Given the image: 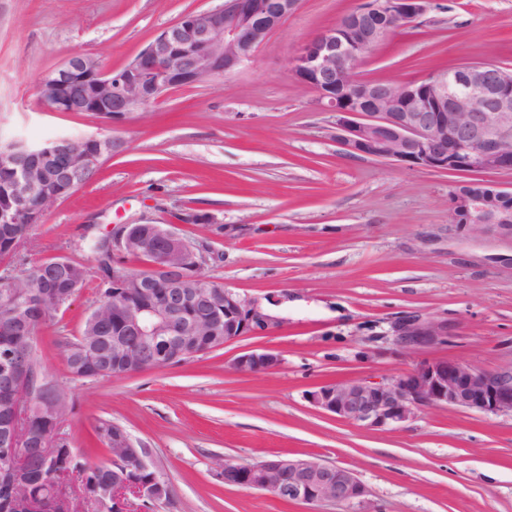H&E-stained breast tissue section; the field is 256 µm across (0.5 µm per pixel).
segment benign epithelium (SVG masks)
Segmentation results:
<instances>
[{
  "instance_id": "7a95c632",
  "label": "benign epithelium",
  "mask_w": 512,
  "mask_h": 512,
  "mask_svg": "<svg viewBox=\"0 0 512 512\" xmlns=\"http://www.w3.org/2000/svg\"><path fill=\"white\" fill-rule=\"evenodd\" d=\"M434 5V0H363L349 18L309 39L293 58V72L317 94L321 111L333 116L336 141L352 155L433 171L473 170L512 172V76L494 63H466L451 73L436 72L419 82L377 87L354 74L351 66L384 39L395 19L411 24ZM298 0H224L217 8L190 12L162 30L133 60L115 69L87 53H78L49 72L42 81L51 112L92 113L111 123L153 107L170 90L218 81L247 61L283 25ZM93 146L72 150L75 143ZM48 151L20 140H0V166L14 174L13 202L0 207L1 224H18L30 215L35 200L41 212L60 201L51 183H74V177L98 173L109 154L123 152L124 143L101 135L63 136ZM512 190L493 183L479 190L452 194L448 218L472 235L491 232L512 241V206L503 205ZM143 243L131 224H115L106 236L112 255ZM155 261L149 270L166 280L165 294L150 288L152 280L127 275L122 263L112 264V287L138 288L141 299L124 314V332L112 338V357L135 348L148 352L160 340L183 355L186 333L205 335L224 331V343L265 330L277 317L254 299L224 288V314L212 312L209 290L215 284L199 271L209 257L171 229L151 243ZM198 312L182 318L185 305ZM402 349L446 343L448 322L412 315L393 327ZM280 364L271 352H248L235 358L241 374L267 372ZM66 392L44 381L31 391L27 361L8 354L0 359V454L13 484L23 483L27 431L20 419L34 411L51 412L62 405ZM316 409L372 430L397 427L429 407L465 409L512 415V364L482 370L456 359L425 362L414 371L378 382L351 378L325 383L306 394ZM133 455L139 468L153 471L146 449L128 436L112 448V461ZM216 476L227 486L263 490L288 503L331 502L345 512H363L368 489L350 468L315 459L273 456L250 467L224 460ZM150 494L141 484L124 478L100 491L101 500L126 489Z\"/></svg>"
}]
</instances>
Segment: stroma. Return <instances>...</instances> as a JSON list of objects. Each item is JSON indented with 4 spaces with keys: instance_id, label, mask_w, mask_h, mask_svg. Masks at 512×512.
<instances>
[{
    "instance_id": "stroma-1",
    "label": "stroma",
    "mask_w": 512,
    "mask_h": 512,
    "mask_svg": "<svg viewBox=\"0 0 512 512\" xmlns=\"http://www.w3.org/2000/svg\"><path fill=\"white\" fill-rule=\"evenodd\" d=\"M359 2L300 0L244 68L174 89L147 114L112 124L47 111L43 77L78 53L122 67L182 14L222 0H0V136L43 144L107 133L126 143L46 211L20 254L86 265L85 287L41 327L37 353L74 400L67 430L79 453L108 460L95 443L102 420L148 449L171 488L159 512H342L215 477L224 459L274 454L355 470L367 512H512L511 415L426 408L376 431L305 398L321 384L379 381L439 358L485 370L512 363V242L449 223L450 193L466 175L349 154L291 69L305 41ZM466 62L512 68V0H437L357 71L409 83ZM192 215L203 223H189ZM148 221L215 253L204 274L277 322L177 365L72 380L60 340L78 336L100 300L89 244L113 225ZM407 315L448 321L452 334L437 347L400 349L393 326ZM251 351L273 352L280 364L235 372L234 359Z\"/></svg>"
}]
</instances>
